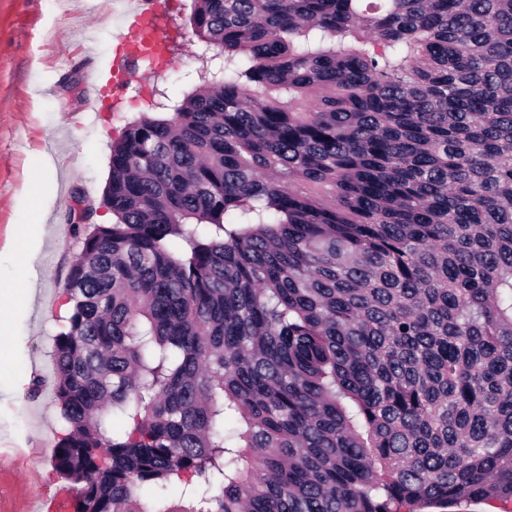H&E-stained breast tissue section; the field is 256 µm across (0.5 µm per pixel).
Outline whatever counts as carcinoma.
Here are the masks:
<instances>
[{
  "instance_id": "obj_1",
  "label": "carcinoma",
  "mask_w": 512,
  "mask_h": 512,
  "mask_svg": "<svg viewBox=\"0 0 512 512\" xmlns=\"http://www.w3.org/2000/svg\"><path fill=\"white\" fill-rule=\"evenodd\" d=\"M189 23L66 283L72 512H512V0Z\"/></svg>"
}]
</instances>
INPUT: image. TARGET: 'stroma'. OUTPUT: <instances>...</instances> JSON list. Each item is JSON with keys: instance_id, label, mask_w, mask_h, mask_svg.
I'll use <instances>...</instances> for the list:
<instances>
[{"instance_id": "1", "label": "stroma", "mask_w": 512, "mask_h": 512, "mask_svg": "<svg viewBox=\"0 0 512 512\" xmlns=\"http://www.w3.org/2000/svg\"><path fill=\"white\" fill-rule=\"evenodd\" d=\"M107 8L106 0H69L54 18L44 0H0V288L14 286L24 271L36 284L32 306L0 303V512H31L58 477L52 458L35 451L54 448L63 431L52 352L65 317L63 289L80 252L69 222L73 196L99 207L110 146L147 111L144 91L179 98L196 77L190 0H174L168 17L182 38L167 69L136 74L120 103L107 97L86 111L89 70L111 58L130 25L106 17ZM108 220L99 207L94 223Z\"/></svg>"}]
</instances>
